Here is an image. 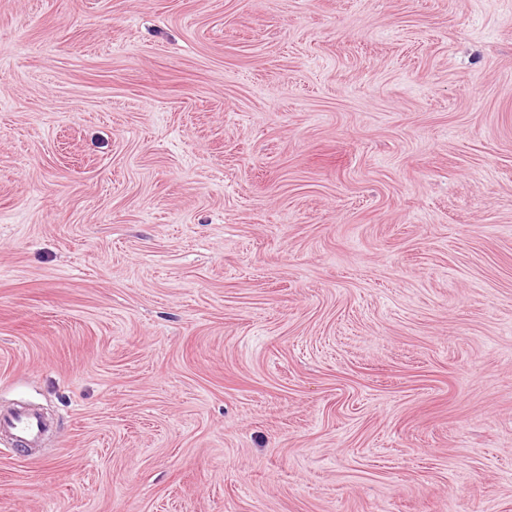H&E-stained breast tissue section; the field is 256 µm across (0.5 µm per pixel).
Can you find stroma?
<instances>
[{
  "mask_svg": "<svg viewBox=\"0 0 512 512\" xmlns=\"http://www.w3.org/2000/svg\"><path fill=\"white\" fill-rule=\"evenodd\" d=\"M0 512H512V0H0ZM43 422L39 415L31 411L18 410L0 415V433L9 434L14 445L24 451L20 445H32L39 441L42 434Z\"/></svg>",
  "mask_w": 512,
  "mask_h": 512,
  "instance_id": "stroma-1",
  "label": "stroma"
}]
</instances>
